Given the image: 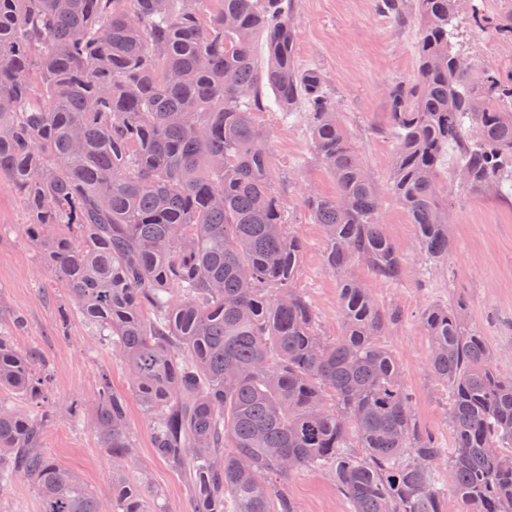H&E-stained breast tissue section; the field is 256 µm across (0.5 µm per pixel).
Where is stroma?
<instances>
[{
  "instance_id": "35a3bbf8",
  "label": "stroma",
  "mask_w": 512,
  "mask_h": 512,
  "mask_svg": "<svg viewBox=\"0 0 512 512\" xmlns=\"http://www.w3.org/2000/svg\"><path fill=\"white\" fill-rule=\"evenodd\" d=\"M512 10V0H459L455 48L479 67L512 64V38L478 27L480 13L494 18ZM294 59L299 69L318 68L326 92L342 115L353 144L379 188L390 182L395 159L388 89L411 85L417 78L415 46L418 26L414 0H404L400 22L379 9V0H293ZM265 108L255 120L268 135L273 178L283 202V218L304 242L299 275L320 331H340L338 279L324 265L327 249L321 225L315 224L303 199L309 189L333 195L336 183L318 159L304 113L282 119L270 89H263ZM449 225L452 249L447 268H429L415 250L417 228L405 209L386 198L384 228L409 261L395 282L374 277L361 265L356 274L381 305L397 309L399 319L387 343L400 364L413 396L419 426L442 448L453 445L448 425V391L428 370L429 343L421 314L431 303L461 300L468 307V324L481 332L503 376H512V197L453 193ZM26 212L18 194L0 184V304L23 313L26 330L14 339L19 349L38 347L52 371L49 401L34 405L17 394L6 399L23 412L39 416L73 397L84 402L85 416L95 411L94 397L101 373H108L114 391L124 397L135 440L139 467L129 477L147 490L149 512H193L190 493L180 476L151 445L149 420L131 390L126 371L110 348L85 325L61 328L59 315L65 295L54 280L40 275V256L25 232ZM43 448L60 466L77 472L99 499L112 498V455L94 433L56 417ZM299 512H350L335 479L321 470H304L286 482ZM0 512H41L34 482L25 475L0 485Z\"/></svg>"
}]
</instances>
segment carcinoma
Listing matches in <instances>:
<instances>
[{"mask_svg":"<svg viewBox=\"0 0 512 512\" xmlns=\"http://www.w3.org/2000/svg\"><path fill=\"white\" fill-rule=\"evenodd\" d=\"M457 2L415 0L418 78L389 90L390 191L434 264L451 248L448 183L461 174L473 192L512 196V68L462 66ZM293 46L292 0H0V183L22 194L27 237L65 291L61 325L83 322L124 365L193 512H298L285 483L307 468L328 470L351 512H446L450 490L461 512H512V378L463 303L427 306L454 451L419 428L385 344L398 312L350 273L363 262L394 280L405 259L321 71L298 69ZM264 87L286 116L305 104L336 181L335 195L304 197L339 279L332 339L297 286L304 243L282 220L253 120ZM23 327L0 305V391L44 403L51 377L15 346ZM95 405L112 502L43 450L53 417L6 400L0 483L33 480L41 512H149L124 478L138 458L105 372Z\"/></svg>","mask_w":512,"mask_h":512,"instance_id":"cac0c4a2","label":"carcinoma"}]
</instances>
